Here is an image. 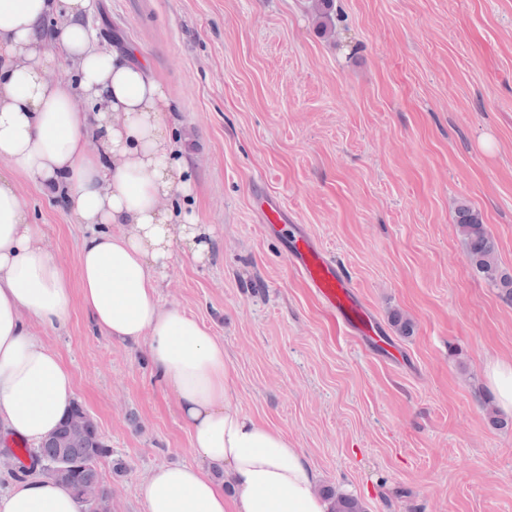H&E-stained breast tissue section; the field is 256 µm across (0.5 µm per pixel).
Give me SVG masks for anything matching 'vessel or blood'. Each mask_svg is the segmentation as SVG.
<instances>
[{
	"label": "vessel or blood",
	"instance_id": "b4317fda",
	"mask_svg": "<svg viewBox=\"0 0 512 512\" xmlns=\"http://www.w3.org/2000/svg\"><path fill=\"white\" fill-rule=\"evenodd\" d=\"M289 259L332 314L338 315L359 336L367 338L375 332L374 323L360 306L339 265L313 241L303 234H294Z\"/></svg>",
	"mask_w": 512,
	"mask_h": 512
}]
</instances>
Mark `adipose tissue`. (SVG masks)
I'll use <instances>...</instances> for the list:
<instances>
[{
	"label": "adipose tissue",
	"instance_id": "1",
	"mask_svg": "<svg viewBox=\"0 0 512 512\" xmlns=\"http://www.w3.org/2000/svg\"><path fill=\"white\" fill-rule=\"evenodd\" d=\"M90 7L0 0V162L41 190L64 193L79 223L103 227L85 238L79 279L70 281L13 185L0 180V447L41 441L69 410L73 377L31 325L63 324L77 296L112 338L145 342L195 453L224 467L220 482L202 465L157 467L140 487L145 512H330L300 449L235 406L223 340L159 302L175 245L204 260L212 230L167 209L193 191L185 145L165 127L171 99L130 50L94 47ZM54 14L63 21L50 31ZM68 63L76 82L55 80L52 70ZM79 94L92 111L74 110ZM108 224L127 230L111 234ZM0 512L79 507L70 491L35 476L0 496Z\"/></svg>",
	"mask_w": 512,
	"mask_h": 512
}]
</instances>
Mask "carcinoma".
Wrapping results in <instances>:
<instances>
[{
	"label": "carcinoma",
	"instance_id": "1",
	"mask_svg": "<svg viewBox=\"0 0 512 512\" xmlns=\"http://www.w3.org/2000/svg\"><path fill=\"white\" fill-rule=\"evenodd\" d=\"M311 8L323 31L335 28L334 0H312ZM456 224L470 264L487 284L512 301V275L500 268L495 239L480 215L462 204L456 211ZM57 432L59 441L55 443L46 441L33 449H8L18 463L12 475L18 479L29 476L42 456L52 467L39 472V476L69 489L78 501L80 512H111L112 488L103 483L97 469L98 460L108 453V448L99 437L87 429H75L66 418ZM325 496L332 503L331 512H366L363 503L351 495L328 489Z\"/></svg>",
	"mask_w": 512,
	"mask_h": 512
}]
</instances>
